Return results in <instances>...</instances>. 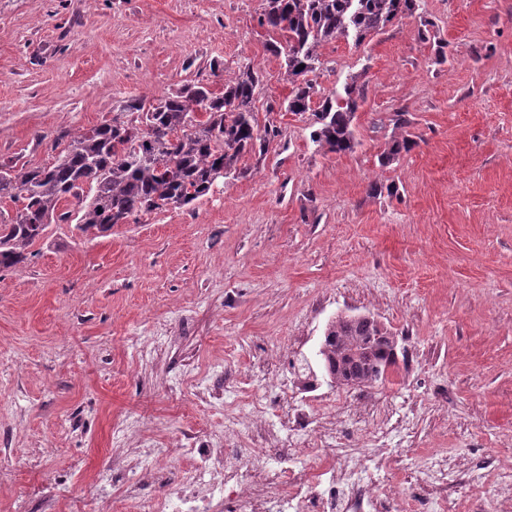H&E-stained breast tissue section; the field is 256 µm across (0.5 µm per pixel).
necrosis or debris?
Instances as JSON below:
<instances>
[{
	"label": "necrosis or debris",
	"mask_w": 512,
	"mask_h": 512,
	"mask_svg": "<svg viewBox=\"0 0 512 512\" xmlns=\"http://www.w3.org/2000/svg\"><path fill=\"white\" fill-rule=\"evenodd\" d=\"M226 436L201 440L199 478L169 484L178 512H392L389 498L372 493L355 458L337 454L317 434L313 465L297 467L281 455L278 466L258 470L241 462Z\"/></svg>",
	"instance_id": "4bbe7bcc"
}]
</instances>
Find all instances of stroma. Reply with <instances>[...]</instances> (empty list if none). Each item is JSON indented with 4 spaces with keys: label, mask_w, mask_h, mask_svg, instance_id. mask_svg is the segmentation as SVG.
<instances>
[{
    "label": "stroma",
    "mask_w": 512,
    "mask_h": 512,
    "mask_svg": "<svg viewBox=\"0 0 512 512\" xmlns=\"http://www.w3.org/2000/svg\"><path fill=\"white\" fill-rule=\"evenodd\" d=\"M418 4L320 48V93L367 85L357 145L336 154L283 107L263 0H0V161L50 166L63 132L220 90L247 63L265 75L258 123L280 131L190 206L106 233L51 224L0 270V512H73L92 490L113 512L126 479L194 476L190 438L254 405L269 430L261 448L238 434L246 464L296 447L294 414H324L341 448L384 440L375 480L396 512H432L440 466L464 512H512V0ZM404 131L416 147L381 165ZM342 313L396 337L385 382L323 374Z\"/></svg>",
    "instance_id": "35a3bbf8"
}]
</instances>
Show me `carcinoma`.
<instances>
[{
	"instance_id": "carcinoma-1",
	"label": "carcinoma",
	"mask_w": 512,
	"mask_h": 512,
	"mask_svg": "<svg viewBox=\"0 0 512 512\" xmlns=\"http://www.w3.org/2000/svg\"><path fill=\"white\" fill-rule=\"evenodd\" d=\"M417 10V0H264L257 22L273 34L266 50L284 58L285 109L293 115L313 112L310 138L315 146L353 151L354 120L365 99L364 85L353 78L312 110L319 48L349 38L359 45ZM263 78L260 69L247 64L224 80L218 93L200 81L147 104L130 103L124 108L130 119L116 115L62 134L70 141L49 167L0 163V203L11 205V214L0 217V269L25 262L28 249L57 217L74 215L81 230L104 233L142 213L188 206L231 175L247 176L240 160L266 154L278 136L276 127L258 124L256 91ZM416 145L410 134L392 139L381 164L393 163ZM64 202L70 209L60 213ZM372 332L369 324L342 322L330 323L325 332L331 352L341 356L339 372L359 386L387 377L385 364L348 354Z\"/></svg>"
}]
</instances>
